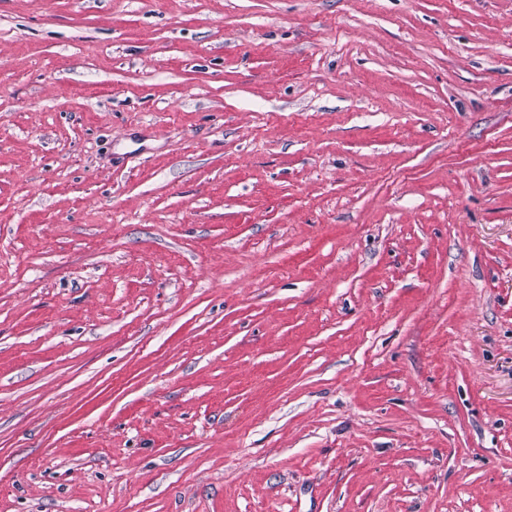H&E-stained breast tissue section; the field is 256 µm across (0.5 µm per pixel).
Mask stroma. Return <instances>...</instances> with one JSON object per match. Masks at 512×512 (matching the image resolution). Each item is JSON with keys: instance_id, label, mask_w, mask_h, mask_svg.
Returning <instances> with one entry per match:
<instances>
[{"instance_id": "1", "label": "stroma", "mask_w": 512, "mask_h": 512, "mask_svg": "<svg viewBox=\"0 0 512 512\" xmlns=\"http://www.w3.org/2000/svg\"><path fill=\"white\" fill-rule=\"evenodd\" d=\"M0 512H512V0H0Z\"/></svg>"}]
</instances>
